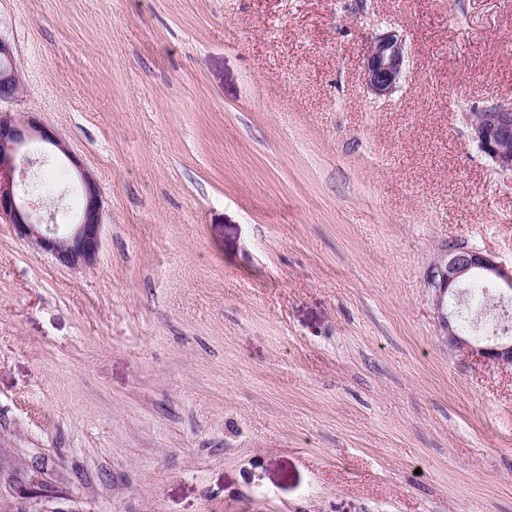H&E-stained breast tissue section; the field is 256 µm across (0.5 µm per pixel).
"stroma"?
Wrapping results in <instances>:
<instances>
[{
  "mask_svg": "<svg viewBox=\"0 0 512 512\" xmlns=\"http://www.w3.org/2000/svg\"><path fill=\"white\" fill-rule=\"evenodd\" d=\"M0 34V107L103 222L75 271L0 216V496L33 465L64 512H512V368L449 351L431 286L458 247L512 269L466 124L512 100V0H0ZM406 62L405 42L394 30L375 35L371 41L364 63V82L374 98L391 96L403 74ZM20 73L11 42L0 34V102L15 100L20 93Z\"/></svg>",
  "mask_w": 512,
  "mask_h": 512,
  "instance_id": "1",
  "label": "stroma"
}]
</instances>
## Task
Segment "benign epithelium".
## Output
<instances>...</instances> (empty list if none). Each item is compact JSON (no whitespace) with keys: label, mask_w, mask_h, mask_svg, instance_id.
<instances>
[{"label":"benign epithelium","mask_w":512,"mask_h":512,"mask_svg":"<svg viewBox=\"0 0 512 512\" xmlns=\"http://www.w3.org/2000/svg\"><path fill=\"white\" fill-rule=\"evenodd\" d=\"M406 62L405 42L394 30L375 35L364 63L367 91L376 98L391 96L403 74ZM20 73L14 62L11 42L0 35V102L11 101L20 93ZM471 140L478 150L494 164L496 170L512 172V101L495 102L467 118ZM41 143L62 153L76 172L82 186V206L77 222L62 231L56 224L45 223L43 212L34 206L14 182L15 172L26 173L33 164L29 146ZM0 215L8 219L17 238L50 254L60 264L79 270L93 264L101 247L102 195L96 179L84 169L65 143L32 112L18 116L0 110ZM480 274L503 282L512 288V271L504 269L489 256L472 249H453L440 260L436 271L437 305L445 294L455 295L459 286ZM447 335L448 349L478 360L493 361L512 367V339L482 345L462 334L454 315L440 312ZM43 479L28 474L19 481V491L28 494L27 503L18 506L0 500V512H48L44 504L56 496H40L28 489H37Z\"/></svg>","instance_id":"benign-epithelium-1"}]
</instances>
